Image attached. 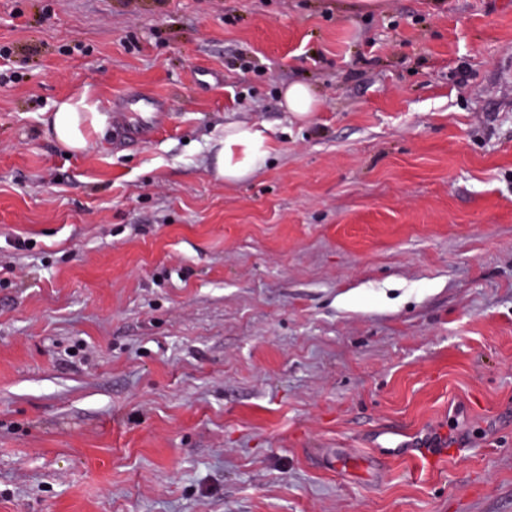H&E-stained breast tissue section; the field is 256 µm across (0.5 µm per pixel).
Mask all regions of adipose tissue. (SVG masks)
Masks as SVG:
<instances>
[{"label": "adipose tissue", "instance_id": "adipose-tissue-1", "mask_svg": "<svg viewBox=\"0 0 512 512\" xmlns=\"http://www.w3.org/2000/svg\"><path fill=\"white\" fill-rule=\"evenodd\" d=\"M104 121L100 101L84 90L58 103L50 127L64 149L80 152L88 148ZM274 150L275 143L266 125L228 123L211 140L214 176L228 183L245 181L264 168Z\"/></svg>", "mask_w": 512, "mask_h": 512}]
</instances>
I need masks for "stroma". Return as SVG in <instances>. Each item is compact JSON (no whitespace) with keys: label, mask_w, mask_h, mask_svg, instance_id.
<instances>
[{"label":"stroma","mask_w":512,"mask_h":512,"mask_svg":"<svg viewBox=\"0 0 512 512\" xmlns=\"http://www.w3.org/2000/svg\"><path fill=\"white\" fill-rule=\"evenodd\" d=\"M1 48L0 512H512V0H0ZM84 89L166 124L66 154ZM282 97L286 110L296 121H308L318 108V99L310 87L303 83L288 85ZM132 103H142V105L151 113L150 120L143 124L128 127L126 139L129 143H138L153 136L166 121L168 112V98L161 95L139 94L127 96L120 101L119 107L125 111ZM263 124L230 122L211 139L210 154L216 179L243 182L264 168L275 143Z\"/></svg>","instance_id":"obj_1"}]
</instances>
